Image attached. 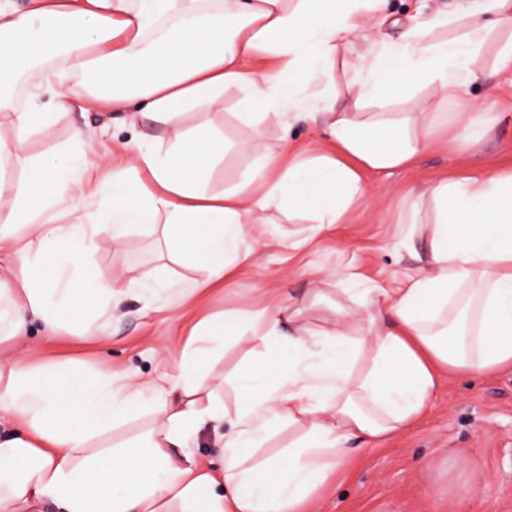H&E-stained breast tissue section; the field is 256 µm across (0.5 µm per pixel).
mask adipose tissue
I'll use <instances>...</instances> for the list:
<instances>
[{"label": "adipose tissue", "instance_id": "1", "mask_svg": "<svg viewBox=\"0 0 512 512\" xmlns=\"http://www.w3.org/2000/svg\"><path fill=\"white\" fill-rule=\"evenodd\" d=\"M386 2L29 0L20 13L0 0V118L13 128L0 136V252L12 261L0 279V346L34 320L52 334L76 321L80 338L94 339L88 309L116 312L135 291L167 305L223 282L249 259L244 227L265 211L299 219L308 244L345 223L366 195L363 172L413 167L432 144L434 113L392 118L369 111L372 102L434 87L460 149L478 143L495 122L466 99L492 30L483 17L512 22V0H483L455 39L436 38L452 23L439 14L399 43H378L374 56L354 54L353 36L379 31ZM57 57L65 68L56 79L80 77L89 106L171 127L167 146L125 142L101 177L75 126L56 153L28 157L31 134L55 115L22 109L11 89ZM338 59L353 73L352 93L307 94L319 68ZM232 87L248 92L242 151L268 111L322 123L334 151L252 154L237 183L207 194L224 137L206 123L180 130L179 119ZM426 194L432 222L407 223L398 245L413 250L422 235L427 254L401 286L381 287L353 267L337 272L369 300L366 312L334 305V319L305 334L299 309L279 300L258 313L202 315L160 385L1 358L0 414L14 431L0 435V512H301L340 473L351 442L389 438L419 418L442 371L512 367V170L438 178ZM138 226L156 234L159 260L199 267L203 279H98L86 262L97 239L119 245ZM228 336L260 342L278 374L274 383L232 378L231 407L200 366ZM142 415L153 424L136 439L94 448L102 432ZM205 427L223 450L217 470L188 446ZM285 429L295 433L287 449L259 458Z\"/></svg>", "mask_w": 512, "mask_h": 512}]
</instances>
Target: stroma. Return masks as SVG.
<instances>
[{
  "instance_id": "obj_1",
  "label": "stroma",
  "mask_w": 512,
  "mask_h": 512,
  "mask_svg": "<svg viewBox=\"0 0 512 512\" xmlns=\"http://www.w3.org/2000/svg\"><path fill=\"white\" fill-rule=\"evenodd\" d=\"M481 0H387L388 19L379 38L399 41L417 17L439 13L465 16L479 11ZM512 38L511 24H498L473 64L477 75L469 101L489 108L497 120L488 137L468 151H460L457 129L446 124L434 135L432 147L419 165L386 177L365 173L368 193L346 223L327 229L313 244L290 249L298 239V225L269 210L260 225L245 227L253 255L224 283L203 299H187L181 308H163L139 297L102 317L104 338L87 341L67 332L46 335L41 323L29 324L15 347L37 365L47 359L69 363L98 374L116 373L132 380L158 379L172 369L171 350L185 338L199 312L261 310L281 293H290L302 309L300 324L315 329L329 319V309L309 307L314 291H322L349 307L358 298L339 293L335 274L353 265L373 281L393 275L403 281L414 268L410 251L395 249L402 222L408 220L413 196L428 181L459 177L474 171L512 169V60L502 59L500 49ZM38 75H31L16 92L20 105L38 112L55 113L54 123L34 132L27 153L38 158L56 151L69 139L72 126L88 133L90 155H120L131 138L161 135L159 125L132 120L126 112H85L81 109L80 78H70L65 88H53L31 98ZM244 92L231 89L223 101L200 112L182 116L183 127L209 123L227 141L245 132L241 120ZM296 153L329 149L322 127L305 116H268L263 134L252 143L251 153H277L283 142ZM251 153L228 150L214 167L207 189L219 192L239 180ZM95 274L109 281L116 276L150 277L158 272L153 239L135 231L123 245L99 238L88 257ZM263 368L262 357L251 344L229 338L224 354L206 361L203 372L209 385L222 384L221 395L233 403L234 394L223 381L245 371ZM349 474L318 490L308 512H512V368L490 375L442 373L425 413L400 434L380 442L354 444Z\"/></svg>"
}]
</instances>
